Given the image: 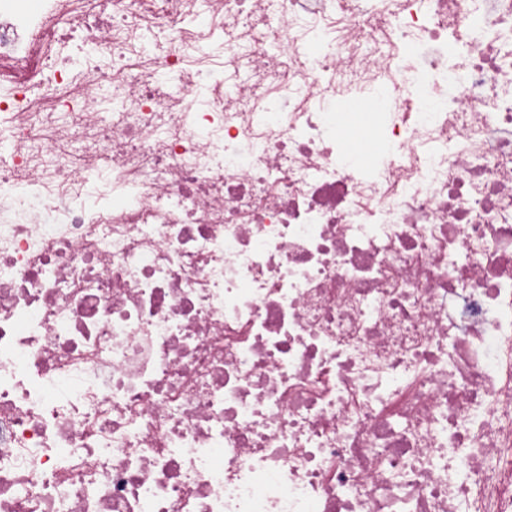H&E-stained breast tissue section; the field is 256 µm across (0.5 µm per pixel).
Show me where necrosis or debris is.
<instances>
[{
  "label": "necrosis or debris",
  "instance_id": "1",
  "mask_svg": "<svg viewBox=\"0 0 512 512\" xmlns=\"http://www.w3.org/2000/svg\"><path fill=\"white\" fill-rule=\"evenodd\" d=\"M0 512H512V0H0Z\"/></svg>",
  "mask_w": 512,
  "mask_h": 512
}]
</instances>
